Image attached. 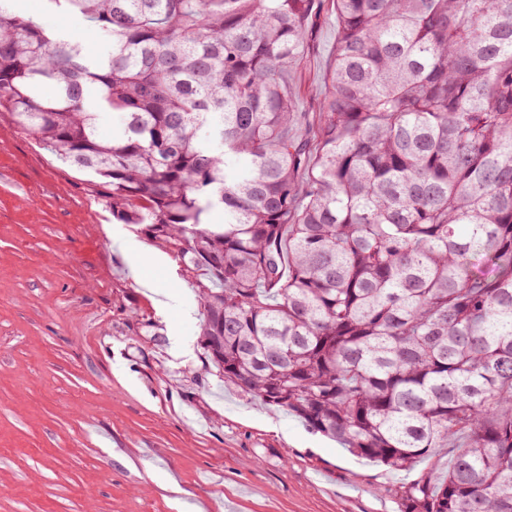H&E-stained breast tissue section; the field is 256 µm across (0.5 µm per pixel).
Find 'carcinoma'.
<instances>
[{
    "label": "carcinoma",
    "mask_w": 512,
    "mask_h": 512,
    "mask_svg": "<svg viewBox=\"0 0 512 512\" xmlns=\"http://www.w3.org/2000/svg\"><path fill=\"white\" fill-rule=\"evenodd\" d=\"M46 2L101 49L0 0V117L175 260L224 382L394 468L448 449L400 512H512V0H329L313 153L317 0ZM317 26L301 64L289 76L296 92V107L307 122L319 112L324 79L336 49V14L328 10L327 0L319 2Z\"/></svg>",
    "instance_id": "cac0c4a2"
}]
</instances>
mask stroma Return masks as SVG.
Masks as SVG:
<instances>
[{"mask_svg": "<svg viewBox=\"0 0 512 512\" xmlns=\"http://www.w3.org/2000/svg\"><path fill=\"white\" fill-rule=\"evenodd\" d=\"M80 38L90 24L22 0ZM326 0L301 64L296 107L319 110L336 49ZM90 173L0 118V512H399L417 469L358 458L203 363L198 297L175 261L118 226ZM122 228L150 270L137 283ZM170 292L159 310L154 289Z\"/></svg>", "mask_w": 512, "mask_h": 512, "instance_id": "35a3bbf8", "label": "stroma"}]
</instances>
